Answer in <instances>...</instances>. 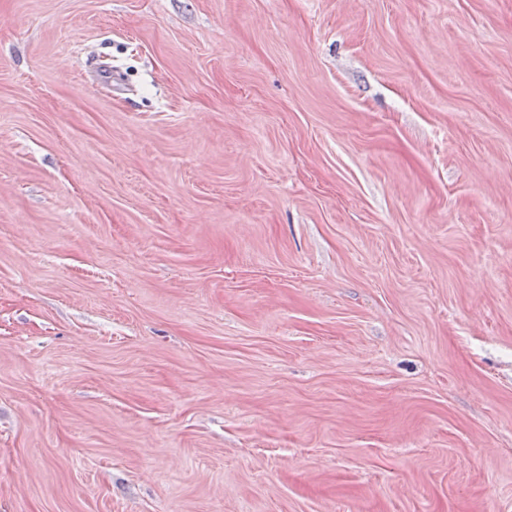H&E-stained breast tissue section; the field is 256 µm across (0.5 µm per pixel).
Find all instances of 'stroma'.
Here are the masks:
<instances>
[{"instance_id":"35a3bbf8","label":"stroma","mask_w":512,"mask_h":512,"mask_svg":"<svg viewBox=\"0 0 512 512\" xmlns=\"http://www.w3.org/2000/svg\"><path fill=\"white\" fill-rule=\"evenodd\" d=\"M0 512H512V0H0Z\"/></svg>"}]
</instances>
